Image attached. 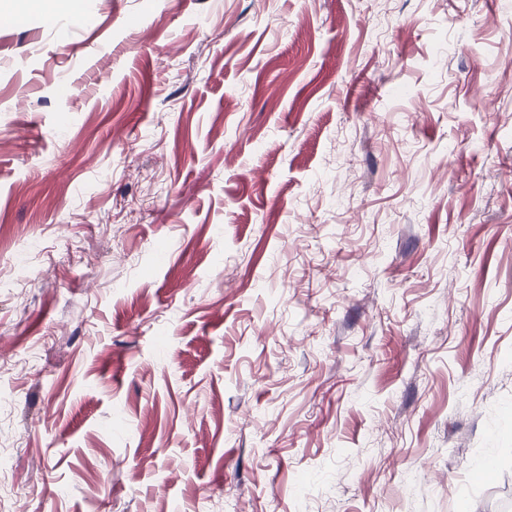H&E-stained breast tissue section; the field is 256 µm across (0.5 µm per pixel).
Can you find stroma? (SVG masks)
<instances>
[{"label": "stroma", "instance_id": "obj_1", "mask_svg": "<svg viewBox=\"0 0 512 512\" xmlns=\"http://www.w3.org/2000/svg\"><path fill=\"white\" fill-rule=\"evenodd\" d=\"M0 512L512 507V0H0Z\"/></svg>", "mask_w": 512, "mask_h": 512}]
</instances>
